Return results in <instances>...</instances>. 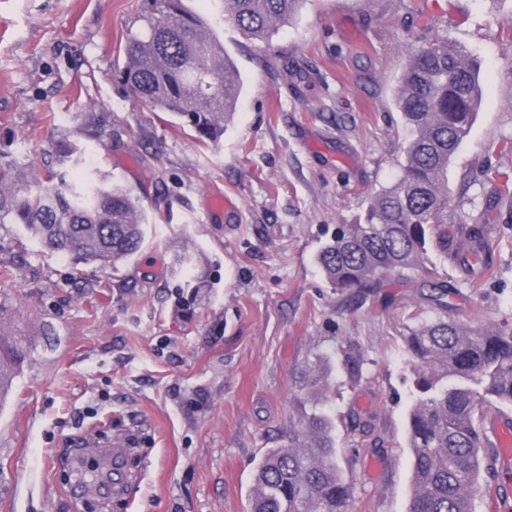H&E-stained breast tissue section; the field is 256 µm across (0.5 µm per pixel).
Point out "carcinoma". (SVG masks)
I'll return each mask as SVG.
<instances>
[{"mask_svg":"<svg viewBox=\"0 0 512 512\" xmlns=\"http://www.w3.org/2000/svg\"><path fill=\"white\" fill-rule=\"evenodd\" d=\"M143 26L128 30L120 69L134 95L166 112L206 144H217L237 112L244 84L224 50L215 21L265 43L291 22L306 0H211L217 19L189 10L184 0H152ZM479 68L466 50L446 40L412 47L400 77L396 105L411 128L398 182L375 194L364 222L343 224L318 254L338 290L379 288L406 272L432 275L429 251L469 266L461 248L448 250V164L469 134L481 103ZM61 170L34 157L0 162V224H21L48 255H68L117 271L145 243V194L73 176L80 151L70 140L54 146ZM486 211L464 225L465 238L485 241ZM427 300L441 315L405 336L413 363L409 412L414 493L408 512H477L484 484L496 478L487 452V413L512 406V325L464 328L448 319V285L430 283ZM348 384L362 378L364 357L343 348ZM27 358L15 332L0 331V378L14 380ZM328 361L308 363L303 391L336 394ZM349 487L336 464L329 411L315 402L288 431V447L270 448L255 466L250 512H340Z\"/></svg>","mask_w":512,"mask_h":512,"instance_id":"obj_1","label":"carcinoma"}]
</instances>
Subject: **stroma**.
Here are the masks:
<instances>
[{
	"label": "stroma",
	"instance_id": "obj_1",
	"mask_svg": "<svg viewBox=\"0 0 512 512\" xmlns=\"http://www.w3.org/2000/svg\"><path fill=\"white\" fill-rule=\"evenodd\" d=\"M144 0H0V156L47 155L76 142L87 167L144 187L152 221L118 273L0 224V300L31 352L0 408V512H247L254 467L288 442L302 408L295 370L353 343L366 362L342 386L336 462L350 486L343 512H407L412 365L404 336L431 316L420 276L382 288H332L315 256L337 225L363 217L371 194L400 176L408 137L394 106L406 50L432 39L481 62L483 95L448 167V234L456 236L497 184L512 185V0H306L269 42L225 27L245 89L218 146L199 142L138 101L113 75ZM232 196L234 222L207 210ZM487 226L491 276L451 286L448 313L466 326L512 323V200ZM198 250L192 271L175 260ZM133 431L136 456L102 498L69 478L72 438L86 465ZM478 512H512V460Z\"/></svg>",
	"mask_w": 512,
	"mask_h": 512
}]
</instances>
